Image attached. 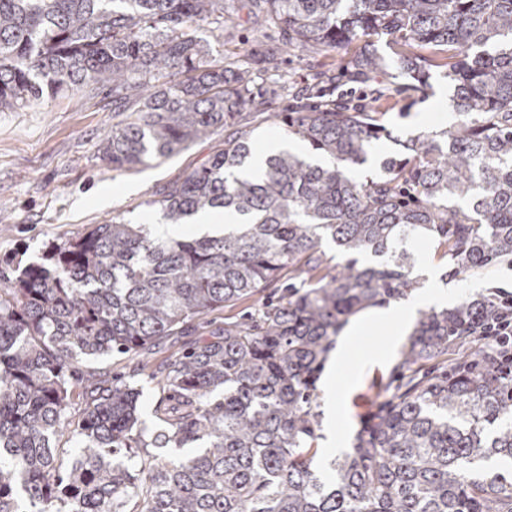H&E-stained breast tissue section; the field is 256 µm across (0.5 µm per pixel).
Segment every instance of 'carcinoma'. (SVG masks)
Masks as SVG:
<instances>
[{
    "mask_svg": "<svg viewBox=\"0 0 512 512\" xmlns=\"http://www.w3.org/2000/svg\"><path fill=\"white\" fill-rule=\"evenodd\" d=\"M234 4L289 51L350 53L341 71L358 81L397 74L422 91L446 68L459 119L357 179L383 128L315 102L325 70L275 113L318 160L282 150L253 167L239 118L268 105L250 63L192 30L224 28ZM89 87L124 113L103 142L114 169L224 128V148L147 205L168 224L216 209L242 223L164 240L116 215L0 272V512H512V373L479 347L447 359L477 341L491 298L422 312L354 448L327 479L313 467L317 376L349 316L419 287L411 243L437 242L453 276L512 258V0H0V111ZM245 300L254 313L155 365L151 431L140 389L81 368L147 367L162 339Z\"/></svg>",
    "mask_w": 512,
    "mask_h": 512,
    "instance_id": "cac0c4a2",
    "label": "carcinoma"
}]
</instances>
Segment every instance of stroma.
<instances>
[{
  "instance_id": "stroma-1",
  "label": "stroma",
  "mask_w": 512,
  "mask_h": 512,
  "mask_svg": "<svg viewBox=\"0 0 512 512\" xmlns=\"http://www.w3.org/2000/svg\"><path fill=\"white\" fill-rule=\"evenodd\" d=\"M196 34L214 54L230 57L248 52L253 67L261 71L260 84L271 116L253 131L252 150H260L270 139L284 140L276 115L285 111L289 89L308 87L328 67L329 58L285 52L279 27L257 32L236 16L223 30L204 24ZM402 84L398 78L375 90L362 84L336 88L339 96L379 105L390 135L379 140L375 149L388 155L401 153V141L451 127L457 120L450 102L452 89L442 73L433 72L429 87L421 93L403 90ZM112 123L111 93L87 89L0 112V270L40 261L53 242L82 237L115 215L136 223L147 218L159 222V215L150 214L147 201L159 198L165 186L198 167L224 143V130L218 127L178 154L116 170L101 152ZM451 283L457 303L492 296L495 288H512V262L500 261L489 269L452 278ZM389 332L388 325H373L356 337L352 352H329L328 362L341 375L340 406L335 419H328L325 383L317 381L313 403L318 421L317 464L353 447L376 403L389 390L402 360L400 348L389 345ZM83 366L104 379L119 375L137 382L143 390L142 419L147 428L156 427L154 386L136 361L115 355L84 360Z\"/></svg>"
}]
</instances>
